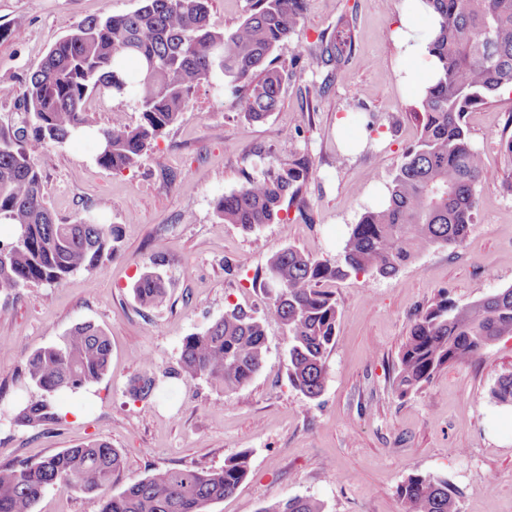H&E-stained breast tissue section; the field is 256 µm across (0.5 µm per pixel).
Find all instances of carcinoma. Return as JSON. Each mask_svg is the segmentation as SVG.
<instances>
[{"mask_svg":"<svg viewBox=\"0 0 512 512\" xmlns=\"http://www.w3.org/2000/svg\"><path fill=\"white\" fill-rule=\"evenodd\" d=\"M305 0H253L232 31L210 21L212 0H144L132 13H105L79 23L48 51L25 81L17 102L20 125L0 129V216L11 220L14 239L0 241V294L39 284H59L77 272L95 273L114 257L116 225L79 219L57 221L43 176L27 145L65 147L81 134L95 137L98 166L120 173L175 125L199 86L228 90L244 99L245 116L261 121L280 101L282 73L272 56L299 31ZM439 17L429 44L437 64L434 81L419 98L420 135L387 187L384 201L351 226L340 258H314L291 247L271 254L255 280L268 295L263 317L231 305L202 332L186 336L180 374L229 392L246 385L266 358L265 324L288 336L287 377L309 399L322 393L327 361L336 344L339 308L323 282L352 275L391 277L429 247L455 249L477 216L482 158L469 138L465 115L512 90V0H424ZM317 64L337 69L351 50L343 29L318 36ZM133 102L136 124L117 116L93 129L84 113L90 95ZM507 164L502 188L512 194V134L500 139ZM313 174L306 158L270 166L245 177L218 198L216 217L245 232L280 219L294 205L306 219L303 190ZM136 302L153 309L165 300L163 276L151 269L135 281ZM512 337V287L459 307L443 298L415 320L399 353L396 390L403 398L430 384L443 369L476 358L491 342ZM112 344L91 322L78 323L55 344L26 360V384L38 398L21 406L14 425L40 428L61 420L57 397L100 381ZM156 379L139 377L134 399L150 395ZM494 403L512 407V374L490 390ZM121 452L105 441L66 448L40 460L0 464V512H33L49 487L91 493L123 469ZM249 474V457L238 452L220 469H157L101 503L99 512H210ZM404 512H459L447 479L415 474L398 488ZM259 512H324L313 497L295 496Z\"/></svg>","mask_w":512,"mask_h":512,"instance_id":"carcinoma-1","label":"carcinoma"}]
</instances>
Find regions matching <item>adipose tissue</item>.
<instances>
[{"instance_id": "1", "label": "adipose tissue", "mask_w": 512, "mask_h": 512, "mask_svg": "<svg viewBox=\"0 0 512 512\" xmlns=\"http://www.w3.org/2000/svg\"><path fill=\"white\" fill-rule=\"evenodd\" d=\"M435 26L433 15L425 8L421 0H411L401 15L396 31L399 46L409 60L401 75V81L410 90H418L428 78L434 77L436 68L428 60V36ZM422 62V69H415V62Z\"/></svg>"}]
</instances>
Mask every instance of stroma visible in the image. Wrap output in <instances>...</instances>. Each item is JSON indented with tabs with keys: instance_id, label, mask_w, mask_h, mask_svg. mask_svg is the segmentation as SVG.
<instances>
[{
	"instance_id": "1",
	"label": "stroma",
	"mask_w": 512,
	"mask_h": 512,
	"mask_svg": "<svg viewBox=\"0 0 512 512\" xmlns=\"http://www.w3.org/2000/svg\"><path fill=\"white\" fill-rule=\"evenodd\" d=\"M142 0H0V128L19 124L25 78L78 23L105 12L130 13ZM404 0H306L299 32L276 61L281 101L264 121L201 86L180 121L139 167L115 174L96 165V144L82 139L54 150L32 145L47 201L63 222L91 215L115 224L116 255L94 274L0 295V463L38 460L89 441L124 457L110 483L85 494L48 488L34 512H98L103 500L161 468L215 469L245 451L250 471L211 512H259L289 497H313L325 512H402L398 487L410 475L448 478L459 512H512V409L489 392L512 373V338L442 370L420 392L399 397L396 365L412 322L440 298L463 306L512 287V195L504 192L502 132L512 133V95L467 114L483 159L477 222L456 249L430 248L396 276L358 275L328 283L339 306L336 345L322 394L304 397L288 383V339L266 326L268 353L246 385L227 392L179 377L185 336L205 330L231 305L263 316L267 296L254 285L270 254L286 247L336 259L352 224L377 205L420 127L418 95L400 81L407 65L394 33ZM349 23L354 45L328 75L314 55L317 38ZM314 113L303 112L304 104ZM359 150L336 164L337 143ZM309 157L313 175L296 209L247 233L221 223L214 202L244 173ZM162 251H155L156 242ZM168 286L164 303L141 308L132 286L146 269ZM91 322L112 341L106 375L59 396L64 414L51 429L13 426L14 410L35 398L23 380L28 356ZM155 377L147 398L132 382Z\"/></svg>"
}]
</instances>
